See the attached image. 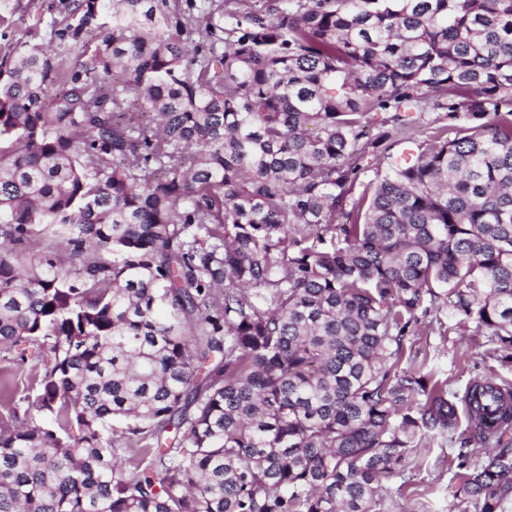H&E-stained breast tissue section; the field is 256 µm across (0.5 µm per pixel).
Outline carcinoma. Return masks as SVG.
Wrapping results in <instances>:
<instances>
[{"label": "carcinoma", "instance_id": "1", "mask_svg": "<svg viewBox=\"0 0 512 512\" xmlns=\"http://www.w3.org/2000/svg\"><path fill=\"white\" fill-rule=\"evenodd\" d=\"M48 37L0 82V363L45 353L0 512H387L461 429L505 512L512 388L400 362L452 316L512 364V0H69ZM403 108L446 121L409 158Z\"/></svg>", "mask_w": 512, "mask_h": 512}]
</instances>
